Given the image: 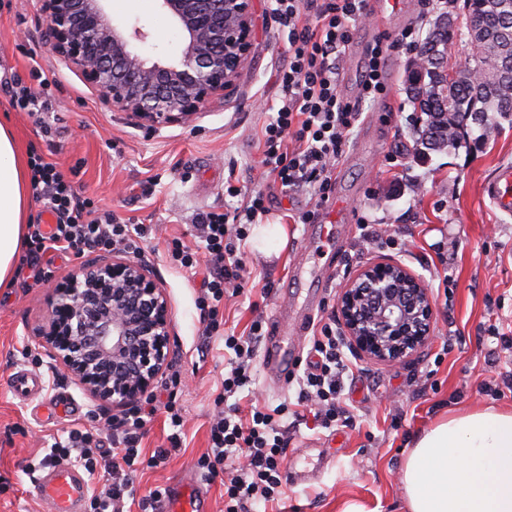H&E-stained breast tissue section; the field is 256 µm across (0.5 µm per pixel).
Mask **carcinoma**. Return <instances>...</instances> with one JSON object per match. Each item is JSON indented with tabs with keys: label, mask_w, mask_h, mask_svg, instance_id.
<instances>
[{
	"label": "carcinoma",
	"mask_w": 512,
	"mask_h": 512,
	"mask_svg": "<svg viewBox=\"0 0 512 512\" xmlns=\"http://www.w3.org/2000/svg\"><path fill=\"white\" fill-rule=\"evenodd\" d=\"M471 28L462 33L440 14L412 65L407 91L426 115L421 144L433 151L458 144L471 125L490 129L494 118L512 122V0H465ZM468 37L463 71L448 77L444 62Z\"/></svg>",
	"instance_id": "obj_1"
}]
</instances>
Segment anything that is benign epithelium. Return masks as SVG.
I'll use <instances>...</instances> for the list:
<instances>
[{
    "label": "benign epithelium",
    "instance_id": "obj_1",
    "mask_svg": "<svg viewBox=\"0 0 512 512\" xmlns=\"http://www.w3.org/2000/svg\"><path fill=\"white\" fill-rule=\"evenodd\" d=\"M104 0H40L48 53L63 58L99 102L146 125L191 120L232 88L251 49L252 0H158L183 46L152 61L112 19ZM49 322L37 332L62 366L96 398L122 407L153 385L165 363L171 322L163 288L130 259L79 268L47 297ZM346 337L363 357L400 362L425 346L434 308L429 289L405 268L361 269L338 296Z\"/></svg>",
    "mask_w": 512,
    "mask_h": 512
}]
</instances>
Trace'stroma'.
Masks as SVG:
<instances>
[{
  "label": "stroma",
  "instance_id": "35a3bbf8",
  "mask_svg": "<svg viewBox=\"0 0 512 512\" xmlns=\"http://www.w3.org/2000/svg\"><path fill=\"white\" fill-rule=\"evenodd\" d=\"M105 9L126 25L149 31L146 56L165 60L179 51V38L157 0H106ZM270 0H253L252 45L233 88L215 97L187 124L141 126L125 112L102 108L81 74L45 52L46 22L39 0H11L0 10V66L26 84L47 83L53 108L38 116L15 111L0 88V122L8 123L23 154L41 153L70 182L77 197L112 211L129 224H153L156 236L141 264L163 288L172 335L163 376L152 389L175 397L185 410L178 447L163 413L142 430V462L130 479L137 497L168 489L196 472L208 447L213 399L230 354L219 337H206L195 298L202 274L170 265L165 242L191 239L197 213L230 207L224 191L228 173L244 190L267 195L269 215L252 225L245 259L244 292L228 303L227 325L243 331L254 312L272 318L280 290L291 280L295 244L303 227L287 221L288 210L311 208L307 190L274 187L260 165L257 136L278 105L277 71L288 56L279 37ZM413 54L392 51L384 64L386 94L361 102V123L377 126L372 150L359 149L353 131L336 166L335 189L355 206L353 218L338 216L324 240L325 261L337 239L345 249L320 315L337 319V299L358 271L373 262L393 261L427 286L434 307L433 337L410 358L386 366L357 358L342 396L345 410L325 429L313 418L288 421L285 466L325 465L319 478L285 488L282 500L256 502L253 512H343L351 503L364 512H406L401 461L412 440L444 412L488 405L512 407V389L494 390L499 374L512 372V214L494 208L483 185L499 166L512 164V123L489 135L472 127L461 144L432 151L418 141L424 116L416 112L406 84ZM387 225L396 249L359 247L361 222ZM22 248L15 276L0 286V377L26 356L43 362L50 391L63 390L82 404L79 419L52 421L33 415L0 386V512H42L33 485V465L65 440L74 423H87L102 402L59 365L34 338L48 319L46 298L78 266L102 264L99 252L52 253V276L36 283ZM180 372L179 384L164 378ZM167 449L161 463L152 457Z\"/></svg>",
  "mask_w": 512,
  "mask_h": 512
}]
</instances>
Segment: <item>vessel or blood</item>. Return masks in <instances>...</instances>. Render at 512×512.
Segmentation results:
<instances>
[{
    "instance_id": "vessel-or-blood-1",
    "label": "vessel or blood",
    "mask_w": 512,
    "mask_h": 512,
    "mask_svg": "<svg viewBox=\"0 0 512 512\" xmlns=\"http://www.w3.org/2000/svg\"><path fill=\"white\" fill-rule=\"evenodd\" d=\"M483 195L498 210L512 212V166L498 169L495 177L483 187ZM335 268L322 265L308 268L295 262L292 278L297 287L284 296L274 312L275 328L267 336L263 360L267 375L278 387L288 383V373L303 348L305 334L328 297ZM12 395L22 402L43 404L51 401L54 416H74L79 406L73 397L53 395L45 397L46 383L42 374L24 368L15 369L6 380ZM36 488L46 512H83L89 495V477L73 463H54L36 477ZM209 492L202 484L193 482L173 487L157 512H210Z\"/></svg>"
}]
</instances>
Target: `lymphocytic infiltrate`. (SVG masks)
I'll list each match as a JSON object with an SVG mask.
<instances>
[{
    "label": "lymphocytic infiltrate",
    "mask_w": 512,
    "mask_h": 512,
    "mask_svg": "<svg viewBox=\"0 0 512 512\" xmlns=\"http://www.w3.org/2000/svg\"><path fill=\"white\" fill-rule=\"evenodd\" d=\"M271 11L285 43L288 66L278 73L281 103L258 136L260 164L281 189L309 188L321 203L333 192L336 165L360 118L358 105L338 92L336 58L351 41L353 23L366 19V0H273ZM415 34L410 28L404 37L372 47L362 75L363 96L386 93L384 56L393 50L417 48L420 41ZM29 167L33 195L56 219L50 234H43L37 226L30 233L34 250L28 267L35 280L51 278V270L41 261L50 251L143 254L155 233L154 225L125 223L114 213L79 199L70 183L40 154L30 155ZM224 185L228 195L238 198L237 207L199 213L194 224L195 244L171 238L166 243V255L171 264L186 271L202 262L209 268L196 305L205 334L223 335L224 346L233 357L222 390L213 400L209 446L197 467L209 481L223 485L224 512H249L252 503L272 501L283 493V418H300L310 411L322 427L335 426L350 366L335 324L322 323L312 336V359L299 381L296 402L274 407L258 404L248 415H241L235 398L252 384L264 320L255 316L241 333H227L223 330L224 308L244 283L249 227L262 220L268 208L263 192L242 191L229 179ZM145 414V409H137L113 425L111 452L96 448L99 429L93 424L71 428L66 440L52 446L49 462L76 458L88 474L100 469L111 472V483L90 497L92 512H125L128 499L133 498L128 474L142 454Z\"/></svg>",
    "instance_id": "1"
}]
</instances>
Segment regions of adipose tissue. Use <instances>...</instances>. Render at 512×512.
I'll use <instances>...</instances> for the list:
<instances>
[{"instance_id": "ef3b65f1", "label": "adipose tissue", "mask_w": 512, "mask_h": 512, "mask_svg": "<svg viewBox=\"0 0 512 512\" xmlns=\"http://www.w3.org/2000/svg\"><path fill=\"white\" fill-rule=\"evenodd\" d=\"M30 206L24 161L0 123V286L14 277ZM401 474L408 512H512V409L440 418L414 440Z\"/></svg>"}]
</instances>
